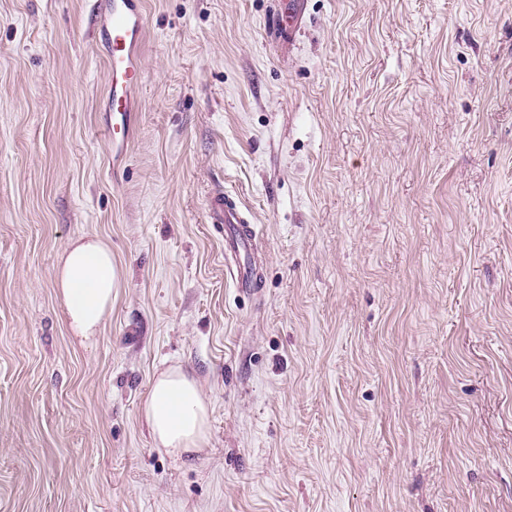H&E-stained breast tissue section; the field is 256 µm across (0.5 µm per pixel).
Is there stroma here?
I'll use <instances>...</instances> for the list:
<instances>
[{
	"label": "stroma",
	"mask_w": 512,
	"mask_h": 512,
	"mask_svg": "<svg viewBox=\"0 0 512 512\" xmlns=\"http://www.w3.org/2000/svg\"><path fill=\"white\" fill-rule=\"evenodd\" d=\"M143 3L119 151L98 0H0V512H512V0ZM83 235L124 277L86 342ZM171 367L210 408L179 458ZM208 215L213 224L233 225L234 234L231 238L224 239V255L227 252H238L240 249L257 252L258 233L251 224H248L235 199L226 198L223 194L211 197ZM112 249L100 238L70 242L60 256L53 286L75 337L90 340L112 315V301L122 286ZM142 413L156 447L167 453L194 452L207 442L208 403L198 381L179 367L155 377Z\"/></svg>",
	"instance_id": "1"
}]
</instances>
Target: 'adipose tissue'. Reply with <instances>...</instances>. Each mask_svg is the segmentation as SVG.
Here are the masks:
<instances>
[{"instance_id":"obj_1","label":"adipose tissue","mask_w":512,"mask_h":512,"mask_svg":"<svg viewBox=\"0 0 512 512\" xmlns=\"http://www.w3.org/2000/svg\"><path fill=\"white\" fill-rule=\"evenodd\" d=\"M53 286L71 332L87 341L111 316L122 273L104 240L80 238L63 251ZM142 413L156 447L167 453L194 452L207 442L208 403L198 381L181 368H169L155 377Z\"/></svg>"}]
</instances>
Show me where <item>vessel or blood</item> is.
<instances>
[{
	"instance_id": "vessel-or-blood-1",
	"label": "vessel or blood",
	"mask_w": 512,
	"mask_h": 512,
	"mask_svg": "<svg viewBox=\"0 0 512 512\" xmlns=\"http://www.w3.org/2000/svg\"><path fill=\"white\" fill-rule=\"evenodd\" d=\"M98 27L109 43L108 96L111 103L112 124L108 136L112 142H124L130 130V94L141 76L135 50L145 36V19L141 0H105L99 14ZM208 215L215 224L232 225L234 233L225 240L224 249L257 250L258 234L248 223L237 201L218 194L211 197Z\"/></svg>"
}]
</instances>
